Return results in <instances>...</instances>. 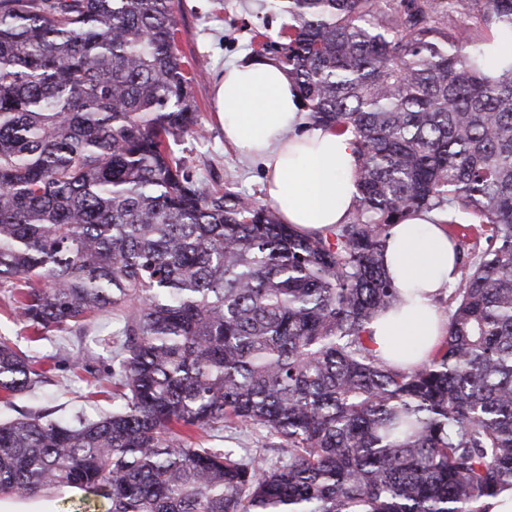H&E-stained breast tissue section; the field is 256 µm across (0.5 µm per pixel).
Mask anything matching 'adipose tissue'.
I'll list each match as a JSON object with an SVG mask.
<instances>
[{
    "label": "adipose tissue",
    "mask_w": 512,
    "mask_h": 512,
    "mask_svg": "<svg viewBox=\"0 0 512 512\" xmlns=\"http://www.w3.org/2000/svg\"><path fill=\"white\" fill-rule=\"evenodd\" d=\"M215 104L225 141L260 164L266 195L283 223L302 232L347 223L357 201L353 137L308 122L280 63L253 57L225 68ZM383 255L398 297L368 331L379 357L402 364L411 355H429L447 334L435 299L448 287L455 256L431 213L393 225Z\"/></svg>",
    "instance_id": "obj_1"
}]
</instances>
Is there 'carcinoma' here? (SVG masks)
<instances>
[{"instance_id": "obj_1", "label": "carcinoma", "mask_w": 512, "mask_h": 512, "mask_svg": "<svg viewBox=\"0 0 512 512\" xmlns=\"http://www.w3.org/2000/svg\"><path fill=\"white\" fill-rule=\"evenodd\" d=\"M177 0H0V284L42 334L112 337V412L0 420V495L59 487L107 512H487L512 489V63L471 24L512 0H271L308 120L348 131L359 198L323 235L193 182L201 134ZM446 214L465 276L448 334L407 366L369 325L397 298L382 252ZM475 222L462 224L457 214ZM0 336V392L43 382ZM237 422L288 457L196 448Z\"/></svg>"}]
</instances>
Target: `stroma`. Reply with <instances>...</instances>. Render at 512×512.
<instances>
[{"label": "stroma", "mask_w": 512, "mask_h": 512, "mask_svg": "<svg viewBox=\"0 0 512 512\" xmlns=\"http://www.w3.org/2000/svg\"><path fill=\"white\" fill-rule=\"evenodd\" d=\"M268 0H179L177 12L179 47L198 73L192 96L204 137L184 136L175 148L186 172L207 188L232 185L234 191L256 202H265L263 178L258 164L237 155L224 142V131L213 105V88L225 66L254 54L255 31L278 39L288 15L270 11ZM9 286L0 285V334L18 341L23 350L35 355L50 373L45 382L32 391L15 396L11 402L0 400V418L51 410L59 416L76 413L89 418L111 411L112 400L89 396V384L73 378L70 365L80 361L93 373L106 375L112 368V354L101 343L120 326L112 313L99 316L86 333L55 331L34 341L9 303ZM199 441L210 448H237L248 456L260 455L268 461L278 457L263 432L245 427L224 429L222 436L199 434Z\"/></svg>", "instance_id": "obj_1"}]
</instances>
